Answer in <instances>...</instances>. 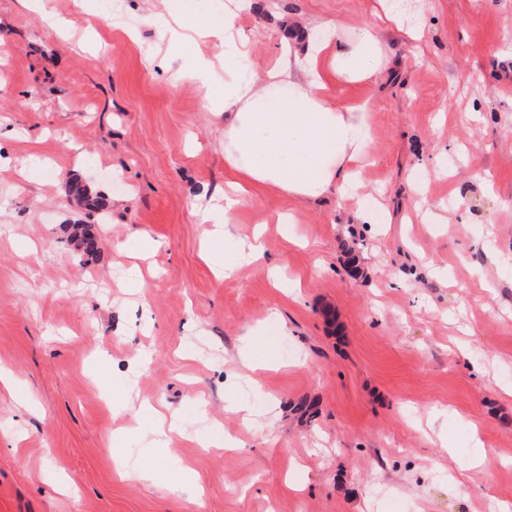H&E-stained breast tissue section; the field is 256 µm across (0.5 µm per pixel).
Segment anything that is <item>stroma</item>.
I'll return each mask as SVG.
<instances>
[{"instance_id": "stroma-1", "label": "stroma", "mask_w": 512, "mask_h": 512, "mask_svg": "<svg viewBox=\"0 0 512 512\" xmlns=\"http://www.w3.org/2000/svg\"><path fill=\"white\" fill-rule=\"evenodd\" d=\"M116 2L51 0L67 35L0 0V368L14 384L0 388V512L512 505V0H411L420 39L384 28L379 77L331 86L336 103L373 105L358 197L252 193L214 246L231 264L260 236L276 282L266 265L225 281L203 261L224 127L195 86L141 63H214L220 42L174 37L153 0ZM377 7L254 0L248 63L273 64L283 16L347 33ZM30 143L48 163L26 180ZM74 181L107 198L93 258L68 240L70 222L99 221ZM251 330L272 363L255 381L234 360ZM158 410L182 425L164 459Z\"/></svg>"}]
</instances>
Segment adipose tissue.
I'll return each instance as SVG.
<instances>
[{"instance_id": "obj_1", "label": "adipose tissue", "mask_w": 512, "mask_h": 512, "mask_svg": "<svg viewBox=\"0 0 512 512\" xmlns=\"http://www.w3.org/2000/svg\"><path fill=\"white\" fill-rule=\"evenodd\" d=\"M237 10L224 11V26L175 18L194 36L224 47V96L213 98L205 65L176 54L144 57L145 67L175 72L197 83L205 111L224 120V202L207 210L202 236L211 242L235 223L245 196L273 188L291 198L315 200L348 194L359 186L358 165L372 149L370 103L336 105L328 85L367 83L386 53L378 27L350 35L328 21L285 19V39L275 65L256 73L246 64L248 44L237 30Z\"/></svg>"}]
</instances>
